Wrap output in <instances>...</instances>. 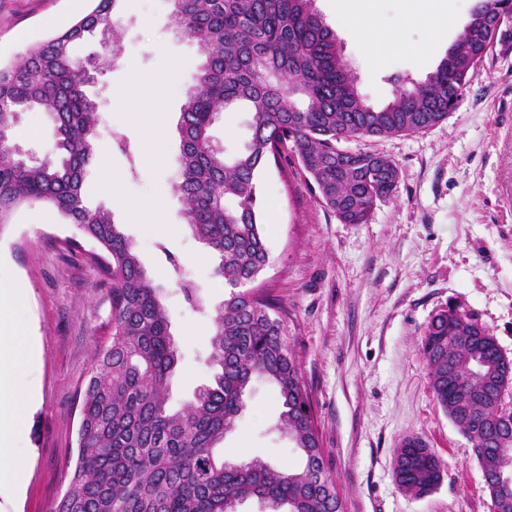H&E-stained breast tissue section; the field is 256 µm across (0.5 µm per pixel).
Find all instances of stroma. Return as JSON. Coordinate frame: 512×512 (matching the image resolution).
Listing matches in <instances>:
<instances>
[{
    "mask_svg": "<svg viewBox=\"0 0 512 512\" xmlns=\"http://www.w3.org/2000/svg\"><path fill=\"white\" fill-rule=\"evenodd\" d=\"M474 3L449 0L453 23L438 41L430 25L408 21L406 0H316L315 6L341 41L360 92L381 106L393 97L392 76L421 81L436 67ZM89 7L90 0H0V61L17 60L50 36L48 19L73 20ZM363 9L395 38L378 65L367 37L344 23ZM170 12L169 0H122L115 21L122 58L97 87L101 138L84 195L89 204L111 208L159 288L179 350L170 384L177 409L213 377L209 310L225 289L214 275L216 258L193 236L171 193L179 176L176 126L200 54L173 32ZM420 43L431 48L424 66L411 54ZM157 91L168 127L164 139L149 145L132 102ZM251 124V112L237 108L223 112L211 133L231 156L248 141ZM118 135L129 151L117 147ZM17 141L51 154L45 114H23ZM345 146L389 158L398 172L394 193L378 202L368 223L343 224L298 164L266 168L260 195L269 264L256 281L286 310L284 334L310 390L344 512H495L472 443L433 397L421 340L432 317L452 309L470 316L512 358V23L447 120L420 133L362 137ZM106 178L116 184L115 195L103 193ZM163 188L166 223L137 221L124 210V202L149 200ZM74 233L40 203L21 207L0 228V282L27 286L13 320L37 349L34 365L17 375L36 398L18 450L27 462L25 479L17 489L0 488V512H55L77 459L78 396L111 308L96 286V269L62 249ZM183 280L199 288L206 311L185 301ZM279 412L275 387L253 382L217 456L300 469V451L280 430ZM414 436L429 444L442 468L439 486L422 497L403 492L393 474L396 448Z\"/></svg>",
    "mask_w": 512,
    "mask_h": 512,
    "instance_id": "obj_1",
    "label": "stroma"
}]
</instances>
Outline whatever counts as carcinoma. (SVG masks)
<instances>
[{
  "label": "carcinoma",
  "instance_id": "1",
  "mask_svg": "<svg viewBox=\"0 0 512 512\" xmlns=\"http://www.w3.org/2000/svg\"><path fill=\"white\" fill-rule=\"evenodd\" d=\"M68 27L0 62V226L31 202L54 208L76 229L69 251L96 244L86 261L99 273L111 305V332L92 361L80 405L78 455L56 512H240L256 498L270 512H343L335 481L324 468L325 449L298 361L283 332L282 305L261 289L239 291L266 269L259 174L291 155L313 180L321 201L343 224H366L377 202L395 190L393 162L354 151L339 160L340 143L361 136L420 133L446 120L470 75L493 49L487 32L503 11L500 0H479L445 57L424 80L395 79L394 99L375 107L359 92L340 42L315 0H171L172 22L197 42L202 63L181 107L180 173L174 191L194 235L219 258L215 277L233 288L216 308L210 361L213 380L182 410L168 409L178 363L165 307L112 211L84 202V178L96 159L99 107L89 88L118 59L114 12L119 0H91ZM94 39L82 57L72 48ZM252 112L251 135L232 157L212 147L211 129L233 105ZM52 121L54 157L16 156L14 130L25 112ZM496 341L472 320L443 310L426 327L422 351L437 404L458 428L455 406L481 417L485 441L473 442L482 471L501 489L496 512H512V435L504 447L499 424L512 411L484 399ZM255 380L278 391L282 429L305 457L300 472L276 471L260 459L216 456L244 408ZM400 488L424 495L442 472L426 442L396 449Z\"/></svg>",
  "mask_w": 512,
  "mask_h": 512
}]
</instances>
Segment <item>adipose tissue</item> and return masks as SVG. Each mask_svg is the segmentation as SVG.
Listing matches in <instances>:
<instances>
[{"label": "adipose tissue", "instance_id": "adipose-tissue-1", "mask_svg": "<svg viewBox=\"0 0 512 512\" xmlns=\"http://www.w3.org/2000/svg\"><path fill=\"white\" fill-rule=\"evenodd\" d=\"M23 301L22 289L0 284V350L12 354L15 370L26 368L36 355L33 340L10 315ZM31 403V393L17 386L13 372L0 373V484L16 487L21 482L24 461L14 450L25 436Z\"/></svg>", "mask_w": 512, "mask_h": 512}]
</instances>
